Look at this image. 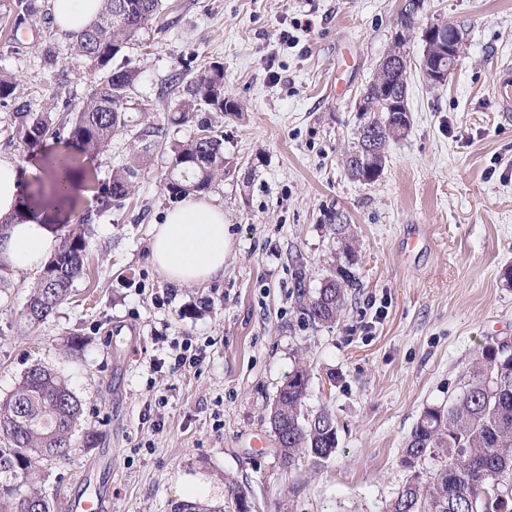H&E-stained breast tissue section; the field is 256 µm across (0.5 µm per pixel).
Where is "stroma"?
I'll use <instances>...</instances> for the list:
<instances>
[{"instance_id": "stroma-1", "label": "stroma", "mask_w": 512, "mask_h": 512, "mask_svg": "<svg viewBox=\"0 0 512 512\" xmlns=\"http://www.w3.org/2000/svg\"><path fill=\"white\" fill-rule=\"evenodd\" d=\"M16 24L0 0V72L14 100L65 122L99 74L53 22V0ZM401 0H163L157 19L121 56L139 72L125 130L85 157L86 181L57 201L27 177L24 195L68 231L92 218L90 271L47 322L21 316L37 272L9 274L0 289V400L42 364L66 380L84 414L68 459L43 462L48 498L105 489L112 512H179L180 480L200 473L210 501L226 480L252 512H386L409 472L402 446L423 409L447 405L488 337H512V112L492 89L512 60V0H424L421 23L459 27L463 44L445 85L412 70L405 136L390 142L379 178L348 176L343 158L367 121L359 98L388 52ZM224 67L241 110L210 119L224 133L223 205L231 238L224 275L176 287L149 250L172 203L164 189L169 147L197 132L169 116L180 102L170 78ZM14 101L0 102V155L31 166L50 139L9 142ZM159 138H142L147 124ZM139 155L133 194L102 210L112 173ZM356 236L362 286L328 328L296 301L295 273L317 289L339 254L335 212ZM84 348L63 353L64 337ZM204 350L197 370L170 372L176 340ZM310 371L307 410L329 409L338 448L330 459L276 456L269 413L296 363ZM63 482H56V475Z\"/></svg>"}]
</instances>
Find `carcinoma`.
<instances>
[{
	"mask_svg": "<svg viewBox=\"0 0 512 512\" xmlns=\"http://www.w3.org/2000/svg\"><path fill=\"white\" fill-rule=\"evenodd\" d=\"M99 19L90 27L72 34L73 47L90 70L106 71L95 84L79 112L69 119L67 139L84 153H98L127 127L126 103L135 86L138 71L126 62H116L122 47L138 31L147 27L160 12L162 0H102ZM387 55L409 56L410 44L419 29L418 16L399 14ZM400 79L396 70L377 68L365 88L366 108L394 94ZM179 110L171 118L176 124L192 121L201 111L233 114L237 102L224 98V67H206L187 82L179 79ZM409 123L395 119L382 127L383 147L400 139ZM207 137L195 136L170 146L171 162L165 190L173 201L207 192L224 177V139L213 128L200 124ZM61 135L45 113L32 112L19 103L13 112L12 140L32 149L48 136ZM139 168L127 163L112 175L103 193L102 206L112 207L129 198ZM343 243L344 261L311 292L297 288L301 313L312 325L326 327L336 322L349 299L348 290L362 287L355 270L350 225L336 227ZM92 225L83 221L61 241L57 252L44 264L31 288L23 318L42 324L68 300L73 283L88 265V245ZM309 372L304 366L288 375V388L280 389L269 417L281 465L290 469L301 458L329 459L338 447L336 419L329 410H305ZM84 414L81 400L66 381L46 367L33 365L17 387L0 400V476L18 480L16 485H0V512H59L62 504L32 490L20 488L34 482L41 463L64 458L73 447L77 423ZM402 464L411 472L387 512H512V354H503L498 339L490 337L479 348L467 369L460 393L448 407L426 408L402 448ZM500 481L504 497L491 491ZM245 490L228 485L224 506L211 512H240Z\"/></svg>",
	"mask_w": 512,
	"mask_h": 512,
	"instance_id": "1",
	"label": "carcinoma"
}]
</instances>
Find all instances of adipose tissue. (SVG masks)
Here are the masks:
<instances>
[{
  "mask_svg": "<svg viewBox=\"0 0 512 512\" xmlns=\"http://www.w3.org/2000/svg\"><path fill=\"white\" fill-rule=\"evenodd\" d=\"M100 10L101 0H53L54 23L62 32L88 27ZM24 188L22 169L0 157V220L9 224L0 239V257L17 273L38 268L57 248L55 229L38 210L24 205ZM149 249L168 283L181 287L223 276L230 250L223 207L195 196L183 199L167 211L163 223L154 225Z\"/></svg>",
  "mask_w": 512,
  "mask_h": 512,
  "instance_id": "ef3b65f1",
  "label": "adipose tissue"
}]
</instances>
